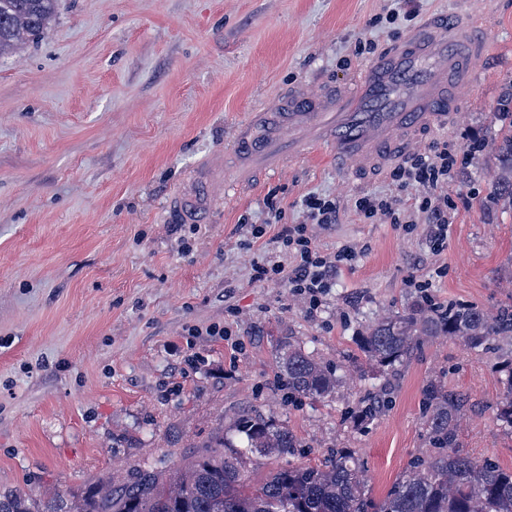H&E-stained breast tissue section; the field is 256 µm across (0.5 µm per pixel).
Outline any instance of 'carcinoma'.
Returning a JSON list of instances; mask_svg holds the SVG:
<instances>
[{
    "label": "carcinoma",
    "mask_w": 512,
    "mask_h": 512,
    "mask_svg": "<svg viewBox=\"0 0 512 512\" xmlns=\"http://www.w3.org/2000/svg\"><path fill=\"white\" fill-rule=\"evenodd\" d=\"M55 9L56 0H0V59L48 29ZM498 115L502 126L492 148L495 171L484 206L512 211V93L501 100ZM433 336L458 339L475 352L496 351L504 385L496 419L512 433V307L491 315L475 305L416 301L407 311L363 330L359 347L383 375ZM279 360L288 396L317 402L336 392V376L300 344L283 345ZM382 388L380 382L370 384L355 417L369 419L381 409ZM467 406L463 394L438 383L427 386L425 426L431 453L414 460L379 500L369 494L360 461L347 448H331L318 462L280 466L247 490L254 456L279 459L297 447L286 423L248 409L233 417L209 451L167 479L142 468L127 481L98 484L71 502L0 491V512H512V470L459 450V425Z\"/></svg>",
    "instance_id": "obj_1"
}]
</instances>
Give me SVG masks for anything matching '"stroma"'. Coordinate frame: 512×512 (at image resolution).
Listing matches in <instances>:
<instances>
[{"label":"stroma","mask_w":512,"mask_h":512,"mask_svg":"<svg viewBox=\"0 0 512 512\" xmlns=\"http://www.w3.org/2000/svg\"><path fill=\"white\" fill-rule=\"evenodd\" d=\"M461 8L491 51L447 126L419 145L454 158L444 248L429 240L421 190L388 169L354 180L327 145L216 198L198 225L170 214L251 113L293 86L345 85L373 53ZM511 89L512 0H58L50 28L0 61V491L68 499L143 463L167 472L251 408L287 421L300 442L290 462L352 450L378 499L430 451L432 381L470 399L461 448L511 469L495 359L456 339L424 340L389 377L381 411L361 425L348 417L368 385L358 340L371 321L423 299L512 306V212L483 205ZM272 189L287 224L304 221L308 196L335 198L338 221L313 226L315 244L361 250L317 314L254 279L257 256L291 263L247 230L265 222ZM370 192L397 200L404 223L365 220L355 201ZM225 323L238 353L185 332ZM283 338L330 366L332 397L289 398Z\"/></svg>","instance_id":"35a3bbf8"}]
</instances>
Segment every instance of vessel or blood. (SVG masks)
Masks as SVG:
<instances>
[{"mask_svg":"<svg viewBox=\"0 0 512 512\" xmlns=\"http://www.w3.org/2000/svg\"><path fill=\"white\" fill-rule=\"evenodd\" d=\"M487 51L486 39L437 16L361 70L352 87H294L274 108L235 128L244 182L305 155L325 135L336 147L337 163L349 171H383L447 122L453 80L474 79ZM211 189L202 172L183 187L174 201L179 220L198 222Z\"/></svg>","mask_w":512,"mask_h":512,"instance_id":"b4317fda","label":"vessel or blood"}]
</instances>
